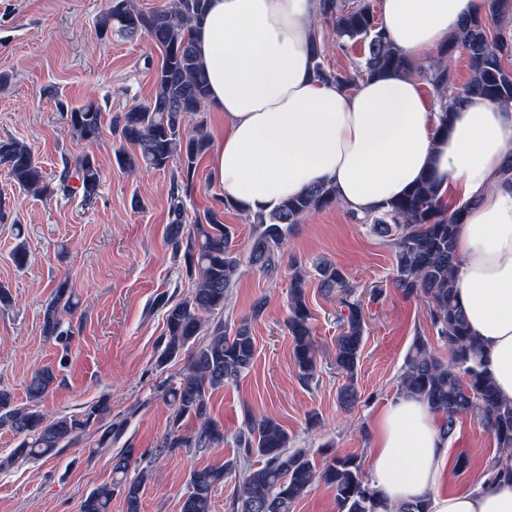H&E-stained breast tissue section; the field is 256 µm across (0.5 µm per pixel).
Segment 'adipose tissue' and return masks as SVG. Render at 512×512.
I'll list each match as a JSON object with an SVG mask.
<instances>
[{
    "label": "adipose tissue",
    "mask_w": 512,
    "mask_h": 512,
    "mask_svg": "<svg viewBox=\"0 0 512 512\" xmlns=\"http://www.w3.org/2000/svg\"><path fill=\"white\" fill-rule=\"evenodd\" d=\"M484 0H381L389 40L416 63L442 49ZM320 0H211L195 32L208 104L224 116L210 158L226 198L270 212L317 185L360 215L401 197L425 175L466 211L457 249V301L488 348L487 368L512 400V102L480 95L453 108L447 134L413 74L366 77L353 87L313 74L311 32ZM371 481L390 505L423 501L427 512H512V481L482 476L444 494L448 455L436 413L403 394L374 421Z\"/></svg>",
    "instance_id": "adipose-tissue-1"
}]
</instances>
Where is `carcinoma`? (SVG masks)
Returning a JSON list of instances; mask_svg holds the SVG:
<instances>
[{
  "instance_id": "obj_1",
  "label": "carcinoma",
  "mask_w": 512,
  "mask_h": 512,
  "mask_svg": "<svg viewBox=\"0 0 512 512\" xmlns=\"http://www.w3.org/2000/svg\"><path fill=\"white\" fill-rule=\"evenodd\" d=\"M209 2L169 0L164 8L146 11L138 0H109L96 19L102 35L113 33L128 40L145 36L163 50L151 98L110 118L112 134L120 142L114 155L119 167L130 174L140 169L171 171L166 243L191 283L180 299L163 304L165 332L156 365L162 370L175 361L183 365L157 386L169 406L170 422L156 442V460L180 448L203 452L224 444V428L211 416V396L252 371L256 345L251 323L261 318L266 308V300L257 299L250 316L233 327L224 320L225 301L249 268L271 280L278 278L288 236L308 214L337 203L333 187L318 185L268 213L248 215L252 232L244 255L235 248V229L224 223L228 208L224 198L213 197L210 207L189 219L186 200L196 186L198 163L210 148L204 116L207 78L193 41V31ZM320 18L332 24L341 45L361 44L363 57L350 73L330 70L323 62L324 43L315 33L312 52L317 77L351 87L364 77L412 70L407 57L387 40L371 0H321ZM511 25L512 0H484V15L466 21L451 44L453 48L462 46L469 57V81L456 87L449 68L442 66L426 73L441 102V129L448 128L449 105L465 96L512 101ZM103 119L102 107L92 101L66 111L73 136L87 142L100 137ZM172 163L176 164L173 170L169 169ZM0 167L15 185L36 197L54 195L74 177L83 196L91 198L102 183L101 168L95 158L85 154L65 168L59 185H52L32 148L16 139L0 140ZM464 210L463 206L448 210L439 196L438 183L428 176L361 222L394 252V281L401 293L426 298L431 327L448 353V359H440L425 337H415L400 374V393L425 400L440 417L442 435L448 441L455 437L462 417L478 416L498 448L489 474L511 479L512 401L499 398L487 370L486 348L470 334L455 291V271L460 264L457 236ZM312 270L323 295L340 306L334 365L344 383L337 400L349 408L358 400L365 314L346 275L331 261L319 262L311 269L298 261L291 264L287 326L297 377L306 387L318 377L314 314L306 298ZM78 306L68 278L59 280L42 309L43 335L68 343L74 333L69 319ZM56 381L57 374L49 366L32 372L24 403L0 387V429L17 439L14 448L0 454V473L58 455L95 425H105L102 445L121 434L123 424L108 421L112 409L105 397L80 415L47 418L40 404ZM190 421L195 426L188 430ZM233 441L239 448L237 458L222 466L191 471L181 512H210L214 489L231 477L232 512H293L295 503L315 483L331 491L337 512H388L371 479L353 458L334 456L320 466L308 451L292 448L287 429L269 416L247 414ZM254 455L261 459L259 465H242ZM141 462L138 449H120L112 457V481L91 491L80 502L79 512H110L117 495L126 512H140L143 488L151 475V468Z\"/></svg>"
}]
</instances>
